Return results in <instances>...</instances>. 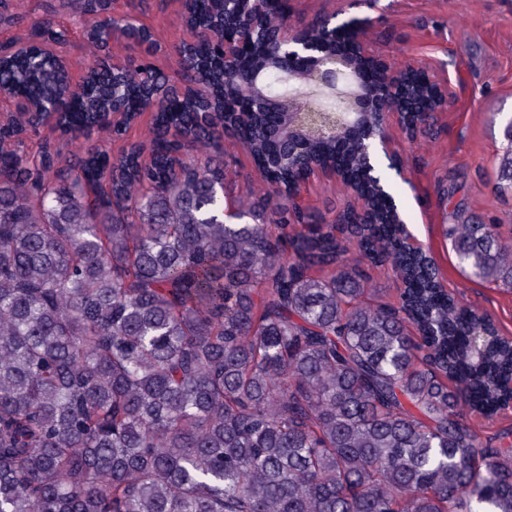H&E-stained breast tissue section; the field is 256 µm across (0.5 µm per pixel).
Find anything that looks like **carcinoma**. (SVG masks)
Listing matches in <instances>:
<instances>
[{
	"mask_svg": "<svg viewBox=\"0 0 512 512\" xmlns=\"http://www.w3.org/2000/svg\"><path fill=\"white\" fill-rule=\"evenodd\" d=\"M85 5L88 43L113 20ZM200 30L176 50L187 82L159 104L144 158L93 149L61 160L23 150L27 119L0 125V512H512V443L493 448L467 415L512 400V341L474 348L492 320L434 284L435 260L411 251L389 207L370 224H325L288 204L293 163L272 154L278 128L257 112L237 134L226 97L191 85L222 76L217 48L245 21L226 0H190ZM140 40L133 23L115 28ZM260 46L251 66L276 86ZM152 69L94 71L80 108L105 114L116 91L136 102ZM51 106L64 87L54 60L25 68L7 49L0 89ZM234 137L267 168L274 191L226 200L224 148ZM495 190L512 193V117ZM340 138H308L336 155ZM367 141L349 148L365 169ZM462 268L512 286L499 225L448 224ZM355 240L402 283L381 303L347 257Z\"/></svg>",
	"mask_w": 512,
	"mask_h": 512,
	"instance_id": "1",
	"label": "carcinoma"
}]
</instances>
